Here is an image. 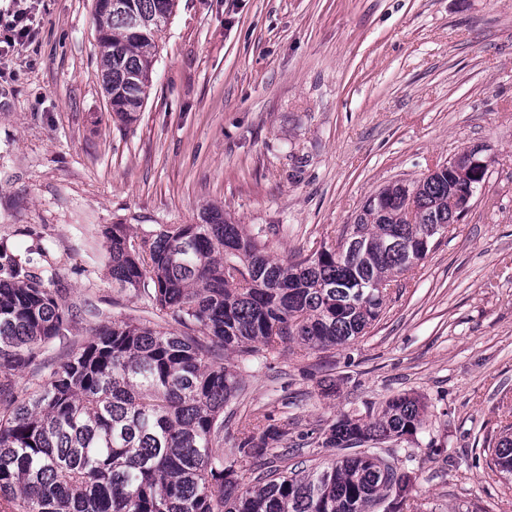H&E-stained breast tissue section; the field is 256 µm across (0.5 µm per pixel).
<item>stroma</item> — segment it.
<instances>
[{
	"instance_id": "stroma-1",
	"label": "stroma",
	"mask_w": 512,
	"mask_h": 512,
	"mask_svg": "<svg viewBox=\"0 0 512 512\" xmlns=\"http://www.w3.org/2000/svg\"><path fill=\"white\" fill-rule=\"evenodd\" d=\"M36 7L34 39L0 63V244L55 271L78 316L17 392L91 328L153 320L93 251L103 226L191 224L217 205L289 261L335 245L384 185L479 146L489 176L472 209L392 283L365 336L226 354L241 389L221 447L284 424L307 442L280 466L310 468L335 458L321 433L337 417L409 393L424 429L390 446L423 512H512V481L488 467L512 425V0H177L130 122L108 109L95 0Z\"/></svg>"
}]
</instances>
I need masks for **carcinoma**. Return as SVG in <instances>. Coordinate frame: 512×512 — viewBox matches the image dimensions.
<instances>
[{
	"mask_svg": "<svg viewBox=\"0 0 512 512\" xmlns=\"http://www.w3.org/2000/svg\"><path fill=\"white\" fill-rule=\"evenodd\" d=\"M124 2L115 11L95 0V16L110 111L131 119L175 0ZM133 14L137 28L128 23ZM479 158L474 148L368 196L342 231L344 259L321 242L296 261H278L265 229L249 232L214 207L194 224H160L142 236L126 224L107 227L102 257L112 285L184 331L136 318L94 328L22 398L15 372L64 340L77 313L45 285L53 278L1 246L0 499L14 512H418L412 484L397 479L395 449L380 447L421 431L418 398L393 396L369 422L340 415L322 433L336 458L300 476L272 465L288 440L281 426L243 429L230 459L219 449L224 406L240 389L224 353L293 343L325 351L364 335L384 310L392 277L412 271L406 251L422 261L463 218L448 199L469 193ZM489 464L512 477L511 425ZM242 469L253 475L246 488Z\"/></svg>",
	"mask_w": 512,
	"mask_h": 512,
	"instance_id": "obj_1",
	"label": "carcinoma"
}]
</instances>
